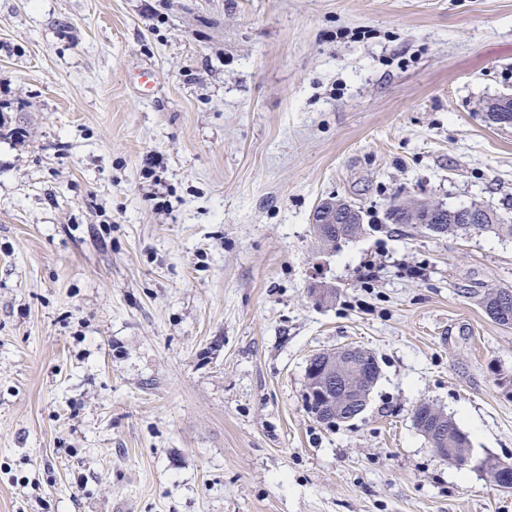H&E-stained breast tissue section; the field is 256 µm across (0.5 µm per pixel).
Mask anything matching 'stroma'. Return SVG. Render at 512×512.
<instances>
[{
  "instance_id": "stroma-1",
  "label": "stroma",
  "mask_w": 512,
  "mask_h": 512,
  "mask_svg": "<svg viewBox=\"0 0 512 512\" xmlns=\"http://www.w3.org/2000/svg\"><path fill=\"white\" fill-rule=\"evenodd\" d=\"M512 0H0V512H512ZM370 228L336 250L317 204ZM336 289L319 302L316 284ZM372 351L329 430L309 357ZM332 208L333 206L331 201L325 200L315 209L311 218L314 239L320 246L327 250L336 248V239L338 237L346 236L353 239L366 231L363 211L359 206H357V208L362 214V224H324L328 221L325 220L324 213L328 212ZM318 225H321V227L319 228ZM413 202L414 201L402 204H391L386 212V221L390 224H404L414 229H425L429 231L425 227V224H427V227L435 230L437 225L435 223L440 221V218L437 217L440 214L441 207L435 204H427L423 201L419 202L418 208L425 210L426 212L425 221L421 224L425 216L424 211L419 210L416 207L417 203L412 204ZM457 209L458 208L447 207L446 213L441 214L442 219L438 223L437 232H430L436 236H457L458 234L468 235L471 233H480L486 230H491L497 234L512 237V224H500V217L491 207L481 206V221L479 224H471L474 220V210H471L468 207L462 210V216L465 220V224H461L459 219L461 214L454 212ZM481 306L493 322L512 327V288L490 289L482 297ZM326 352L313 355L307 362L306 379V407L310 415L320 424L330 429L340 428L352 421L357 415L361 414L367 407L370 390L360 382L359 378H344L342 387L336 388L335 384L340 382V376L334 380L328 381L330 390L335 396V400L329 396L327 388L323 385L321 367L315 365ZM334 388V389H333ZM330 408V411H326ZM428 405L429 404L426 402H420L417 406H415L412 413V421L414 427L425 437L431 448L442 449L438 455L440 460L445 461V458H448V463L453 464L460 469L465 468L460 465V461L462 457L469 453L471 449L468 435L458 426L456 421L451 416L436 407L429 409ZM422 414H425L424 417H422ZM425 418L428 419V430L432 429V427L436 425V429H441L443 431L446 440H448V447L443 448L442 445H434V447L432 446L429 438L433 440L432 430L434 428L428 432V438L425 433H423V430H426V427L421 426L423 430L419 427V425L423 424ZM417 423L419 425H417ZM448 448L455 449L453 459L450 457V455H448ZM466 463L469 468L478 469L481 473L487 469H492L499 474L498 487L502 490L509 491L512 486V463L505 462L491 453L482 455H474L473 452L468 454Z\"/></svg>"
}]
</instances>
